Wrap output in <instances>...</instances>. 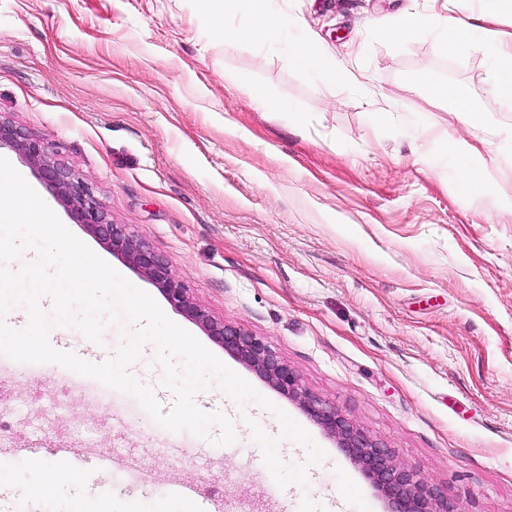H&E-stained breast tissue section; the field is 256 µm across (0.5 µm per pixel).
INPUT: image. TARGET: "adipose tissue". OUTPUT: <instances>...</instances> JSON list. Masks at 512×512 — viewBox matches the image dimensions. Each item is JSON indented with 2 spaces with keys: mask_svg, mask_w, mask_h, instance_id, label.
Segmentation results:
<instances>
[{
  "mask_svg": "<svg viewBox=\"0 0 512 512\" xmlns=\"http://www.w3.org/2000/svg\"><path fill=\"white\" fill-rule=\"evenodd\" d=\"M212 10L209 20L213 28L225 41L261 45L288 30L292 21L287 15L272 9L268 0H210ZM233 4L236 11L245 17L243 23L232 24L224 17L226 4ZM433 28L440 51L452 54L469 46L472 41L491 48L499 64H512V31L500 28L495 13L479 15L477 24L466 23L446 13L425 14L414 10L397 17L383 32V38L399 44L425 28ZM445 151L463 159L459 171L461 183L468 188L485 189L490 185L488 172L479 165L480 148L475 143L445 137Z\"/></svg>",
  "mask_w": 512,
  "mask_h": 512,
  "instance_id": "ef3b65f1",
  "label": "adipose tissue"
}]
</instances>
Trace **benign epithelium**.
Wrapping results in <instances>:
<instances>
[{
    "label": "benign epithelium",
    "instance_id": "7a95c632",
    "mask_svg": "<svg viewBox=\"0 0 512 512\" xmlns=\"http://www.w3.org/2000/svg\"><path fill=\"white\" fill-rule=\"evenodd\" d=\"M4 144L27 159L75 223L83 225L113 254L122 257L154 284L175 310L201 326L213 341L257 372L277 392L295 401L304 414L335 438L338 447L388 500L390 512H456L450 490L430 487L417 479L412 469L396 464L387 449L357 429L336 406L303 389L296 372L262 340L224 324L197 305L169 264L148 244L134 239L123 226L112 223L84 181L66 164L52 158L49 143L0 119V146Z\"/></svg>",
    "mask_w": 512,
    "mask_h": 512
}]
</instances>
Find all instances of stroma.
<instances>
[{"label": "stroma", "mask_w": 512, "mask_h": 512, "mask_svg": "<svg viewBox=\"0 0 512 512\" xmlns=\"http://www.w3.org/2000/svg\"><path fill=\"white\" fill-rule=\"evenodd\" d=\"M327 49L322 69L290 67L298 31L263 46L224 42L203 0H0V118L49 142L112 223L169 264L194 302L262 339L303 388L336 407L395 463L450 489L458 512H512V106L490 93L482 46L449 55L430 33L391 45L380 32L423 0H275ZM359 70L360 83L334 69ZM461 89L453 115L429 77ZM262 87L282 108L266 111ZM394 106L385 122L373 111ZM483 143L488 190H465L444 132ZM5 158L60 222L166 316L274 403L237 404L217 386L197 405L221 411L236 441L182 431L184 453L131 396L112 409L0 355V512H78L87 497L124 512H180L173 479L219 487L221 512H388L373 483L296 402L225 352L148 280L75 224L10 146ZM125 326L101 343L73 328L64 350L113 357ZM283 410L326 453L307 487L278 488L250 422L278 438L287 463L305 446L282 437ZM108 456L73 466L47 495L16 497L31 443Z\"/></svg>", "instance_id": "35a3bbf8"}]
</instances>
